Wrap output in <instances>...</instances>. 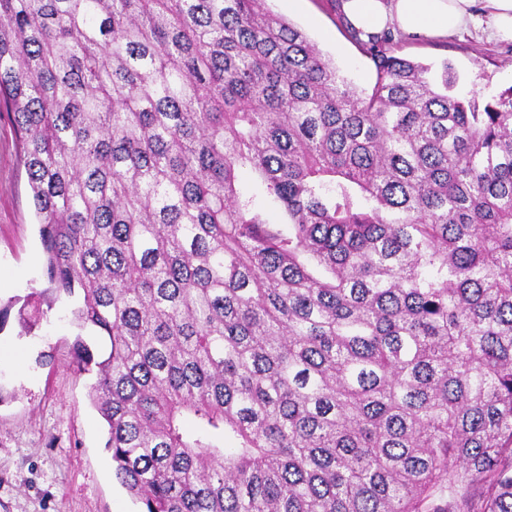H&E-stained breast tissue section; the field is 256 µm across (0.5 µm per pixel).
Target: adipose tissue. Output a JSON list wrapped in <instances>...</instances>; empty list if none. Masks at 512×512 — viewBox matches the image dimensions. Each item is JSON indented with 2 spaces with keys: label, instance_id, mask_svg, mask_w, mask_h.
Returning <instances> with one entry per match:
<instances>
[{
  "label": "adipose tissue",
  "instance_id": "adipose-tissue-1",
  "mask_svg": "<svg viewBox=\"0 0 512 512\" xmlns=\"http://www.w3.org/2000/svg\"><path fill=\"white\" fill-rule=\"evenodd\" d=\"M341 11L366 36L389 31L444 40L482 27L512 42V0H341Z\"/></svg>",
  "mask_w": 512,
  "mask_h": 512
}]
</instances>
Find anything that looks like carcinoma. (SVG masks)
<instances>
[{
    "label": "carcinoma",
    "mask_w": 512,
    "mask_h": 512,
    "mask_svg": "<svg viewBox=\"0 0 512 512\" xmlns=\"http://www.w3.org/2000/svg\"><path fill=\"white\" fill-rule=\"evenodd\" d=\"M365 50L369 93L263 0H0L18 318L79 296L143 512H512V86Z\"/></svg>",
    "instance_id": "carcinoma-1"
}]
</instances>
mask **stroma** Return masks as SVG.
<instances>
[{"mask_svg": "<svg viewBox=\"0 0 512 512\" xmlns=\"http://www.w3.org/2000/svg\"><path fill=\"white\" fill-rule=\"evenodd\" d=\"M338 0H267L330 56L348 82L370 90L376 69L337 8ZM391 54L453 66L454 93L485 103L512 86V43L472 29L444 42L390 40ZM43 251L32 192L11 115L0 112V307L41 292ZM69 300L25 332L17 318L0 331V512H142L116 479L103 420L88 392L94 374L78 372L69 345L77 329Z\"/></svg>", "mask_w": 512, "mask_h": 512, "instance_id": "1", "label": "stroma"}]
</instances>
